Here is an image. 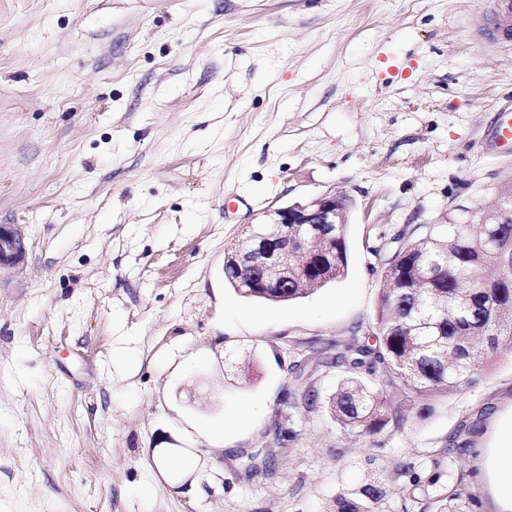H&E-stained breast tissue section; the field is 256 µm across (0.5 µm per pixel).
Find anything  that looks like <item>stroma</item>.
I'll use <instances>...</instances> for the list:
<instances>
[{
	"label": "stroma",
	"mask_w": 512,
	"mask_h": 512,
	"mask_svg": "<svg viewBox=\"0 0 512 512\" xmlns=\"http://www.w3.org/2000/svg\"><path fill=\"white\" fill-rule=\"evenodd\" d=\"M496 20L487 0H0V228L26 245L0 263V512H327L370 470L382 512H447L460 482L491 512L476 451L512 411L511 358L361 442L328 402L399 233L512 184V150L485 146L512 104ZM331 189L353 200L342 278L286 303L225 282L245 227Z\"/></svg>",
	"instance_id": "35a3bbf8"
}]
</instances>
